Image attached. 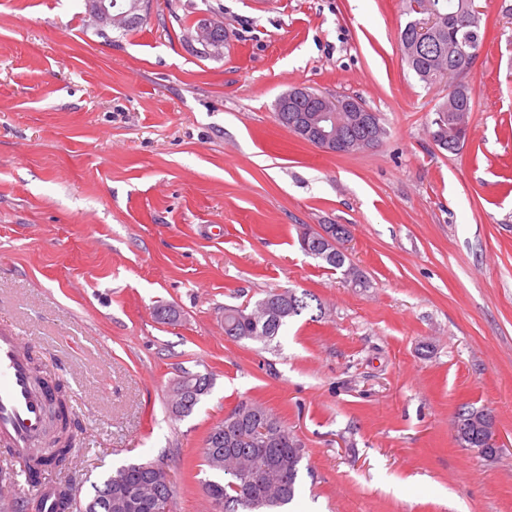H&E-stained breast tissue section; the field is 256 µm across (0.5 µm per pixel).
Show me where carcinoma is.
Segmentation results:
<instances>
[{
  "instance_id": "obj_1",
  "label": "carcinoma",
  "mask_w": 512,
  "mask_h": 512,
  "mask_svg": "<svg viewBox=\"0 0 512 512\" xmlns=\"http://www.w3.org/2000/svg\"><path fill=\"white\" fill-rule=\"evenodd\" d=\"M406 13L415 8H434L447 15L428 38L427 50L405 55L408 67L428 85L451 80L453 91L436 109L434 130L430 132L436 145L456 153L466 140L473 112V88L456 84L458 76L468 66V56L458 53V44L483 46L486 23L475 6V0H405ZM304 103L295 102L287 112H275L276 121L294 134L299 131L291 124L301 114ZM350 115L336 113V133L352 135L365 144L356 148L362 152L379 145L387 131L381 116L372 112L361 127L351 126ZM319 261L336 270H343L346 279L363 284V275L348 257L338 253L325 254ZM316 309L318 314L310 313ZM319 298L308 290L297 292H267L253 306L241 309L224 308V335L234 342L251 341L266 344L281 335L288 324L310 314V320L322 317ZM62 420L67 428L74 426L68 405L66 387L55 385ZM234 410L242 411L239 419L224 433L217 448L203 449V462L214 479L207 482L210 498L222 504L224 512H285L300 490L305 448L281 419L258 402L242 401ZM72 438L44 457L33 458V474L25 479L27 508L43 512L44 498L55 500V512H69L76 504L78 488L67 482L44 487L37 476L48 470L60 473L72 463ZM94 495L85 502L81 512H173L174 491L167 488L163 477L136 461L121 465L100 483L93 485Z\"/></svg>"
}]
</instances>
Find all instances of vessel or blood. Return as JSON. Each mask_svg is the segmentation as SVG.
I'll list each match as a JSON object with an SVG mask.
<instances>
[{"mask_svg": "<svg viewBox=\"0 0 512 512\" xmlns=\"http://www.w3.org/2000/svg\"><path fill=\"white\" fill-rule=\"evenodd\" d=\"M44 404L22 336L13 325L0 324V442L12 449L20 466H28L29 448L44 431Z\"/></svg>", "mask_w": 512, "mask_h": 512, "instance_id": "b4317fda", "label": "vessel or blood"}]
</instances>
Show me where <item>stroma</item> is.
<instances>
[{"label": "stroma", "instance_id": "35a3bbf8", "mask_svg": "<svg viewBox=\"0 0 512 512\" xmlns=\"http://www.w3.org/2000/svg\"><path fill=\"white\" fill-rule=\"evenodd\" d=\"M477 5L451 154L428 134L448 89L400 49L403 0H149L128 35L84 0H0V321L68 387L81 498L150 460L175 512H217L202 449L252 400L305 444L291 512H512V0ZM203 19L228 30L221 55L188 40ZM298 86L361 100L386 137L352 155L298 138L274 114ZM304 224L349 225L368 287L305 255ZM288 288L323 318L227 340L225 306ZM186 372L213 387L176 417ZM464 406L494 415L496 457L457 442ZM198 379H203V380H208L209 381V388L207 389V391L201 395H197V398L194 402H192L189 406L188 405H183V404H187V396L183 395V391L182 390H175V393L177 394L178 398V402L181 403V405H183L182 407V412L177 415V416H187L189 414H191L195 408V406L200 402L201 398L205 395H207L212 386H213V378L212 376L209 374V373H206V374H200V373H186V375L182 376L179 380L182 381L181 384H180V387L183 386V385H186V386H192L195 384V382L198 380ZM179 380H177L176 382H178ZM204 381V382H205ZM175 382V383H176ZM203 382V383H204Z\"/></svg>", "mask_w": 512, "mask_h": 512}]
</instances>
